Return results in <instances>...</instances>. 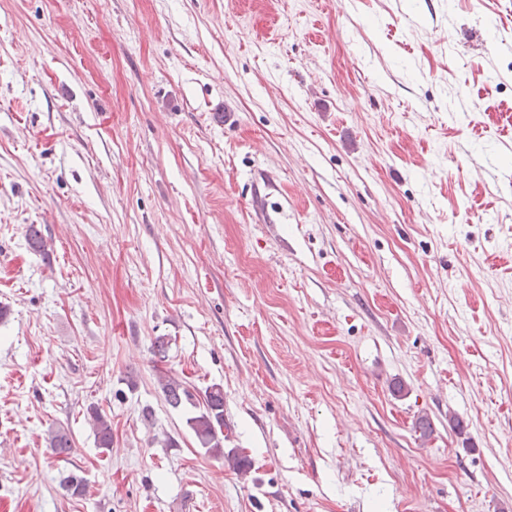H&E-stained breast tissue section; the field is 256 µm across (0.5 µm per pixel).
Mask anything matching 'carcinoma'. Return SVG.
I'll return each mask as SVG.
<instances>
[{
  "mask_svg": "<svg viewBox=\"0 0 512 512\" xmlns=\"http://www.w3.org/2000/svg\"><path fill=\"white\" fill-rule=\"evenodd\" d=\"M157 381L164 399L171 407L176 409L186 402L194 407L197 406V403L193 402L192 393L179 380L161 371ZM87 413L99 447L110 449L112 447L110 418L95 406L87 408ZM187 423L206 453L215 458H224L228 468L240 474H245L251 469V460L247 456L233 449L224 451V444L230 441L231 433L224 422V391L221 388L212 387L205 392L203 408L188 417ZM72 445V439L65 430L60 428L50 434L49 447L54 455L58 457L70 455Z\"/></svg>",
  "mask_w": 512,
  "mask_h": 512,
  "instance_id": "cac0c4a2",
  "label": "carcinoma"
}]
</instances>
